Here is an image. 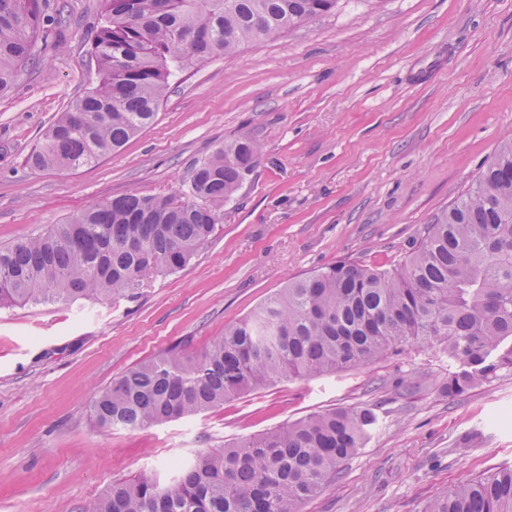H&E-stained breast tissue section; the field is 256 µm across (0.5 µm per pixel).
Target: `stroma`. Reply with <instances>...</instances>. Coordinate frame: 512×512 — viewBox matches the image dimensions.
Instances as JSON below:
<instances>
[{
  "instance_id": "obj_1",
  "label": "stroma",
  "mask_w": 512,
  "mask_h": 512,
  "mask_svg": "<svg viewBox=\"0 0 512 512\" xmlns=\"http://www.w3.org/2000/svg\"><path fill=\"white\" fill-rule=\"evenodd\" d=\"M102 0H49L47 43L0 96V246L139 191L182 197L195 163L262 158L209 244L131 297L0 308V512H82L116 479L164 477L243 436L373 403L380 425L304 512H422L512 465V372L464 396L440 345L260 387L207 413L112 431L94 397L184 337L341 261L399 267L512 138V0H339L335 13L179 70L155 121L78 170L36 169L44 130L98 85Z\"/></svg>"
}]
</instances>
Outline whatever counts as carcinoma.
Returning <instances> with one entry per match:
<instances>
[{"label":"carcinoma","mask_w":512,"mask_h":512,"mask_svg":"<svg viewBox=\"0 0 512 512\" xmlns=\"http://www.w3.org/2000/svg\"><path fill=\"white\" fill-rule=\"evenodd\" d=\"M338 0H103L93 54L100 84L42 134L35 168L76 170L154 122L172 69L232 56L336 11ZM46 0H0V95L46 37ZM262 157L241 138L192 169L187 200L137 191L0 246V307L131 297L146 269H183L210 240L224 201ZM437 343L455 370L445 393L512 372V139L427 225L394 271L338 262L288 282L196 350L187 338L92 402L103 428L136 430L206 413L255 388L361 367ZM379 425L374 405L335 408L199 454L163 480H116L83 512H301ZM423 512H512V467L448 491Z\"/></svg>","instance_id":"obj_1"}]
</instances>
